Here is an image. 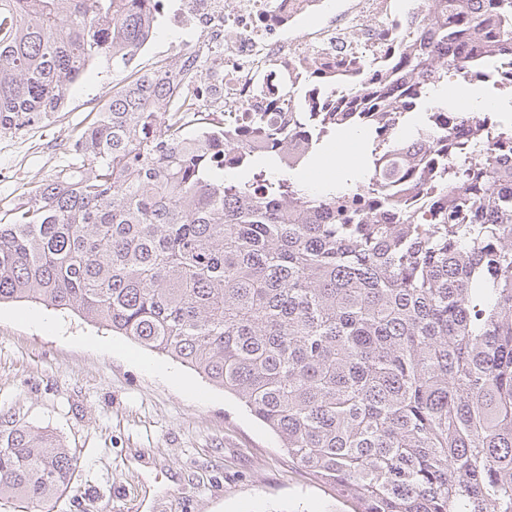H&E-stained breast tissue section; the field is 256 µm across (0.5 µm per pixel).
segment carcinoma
Masks as SVG:
<instances>
[{
    "label": "carcinoma",
    "mask_w": 512,
    "mask_h": 512,
    "mask_svg": "<svg viewBox=\"0 0 512 512\" xmlns=\"http://www.w3.org/2000/svg\"><path fill=\"white\" fill-rule=\"evenodd\" d=\"M496 17L486 28V15ZM418 46L364 88L398 115L313 124L371 141L362 176L314 191L244 161L224 178V119L182 110L148 72L112 85L72 161L0 207V303L34 301L194 369L236 397L354 512H512V122L443 104L482 154L436 173L448 206L386 224L430 91L512 59V0H443ZM149 0H0V134L60 111L101 59L127 67ZM497 122L495 140L482 133ZM78 464L56 435L0 414V499L49 512Z\"/></svg>",
    "instance_id": "1"
}]
</instances>
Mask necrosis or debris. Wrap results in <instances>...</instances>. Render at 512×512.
<instances>
[{"mask_svg":"<svg viewBox=\"0 0 512 512\" xmlns=\"http://www.w3.org/2000/svg\"><path fill=\"white\" fill-rule=\"evenodd\" d=\"M153 10L187 34L173 45L187 72L179 93L191 110L223 113L230 168L243 141L250 153L272 152L282 167L299 169L312 139L296 114L344 107L349 79L380 83L394 74L400 45L414 38L399 0H182L172 11L155 0ZM468 149L462 137L441 142L435 154H414L387 219L398 220L403 207L428 208L439 164Z\"/></svg>","mask_w":512,"mask_h":512,"instance_id":"1","label":"necrosis or debris"}]
</instances>
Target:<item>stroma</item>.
<instances>
[{
    "label": "stroma",
    "instance_id": "1",
    "mask_svg": "<svg viewBox=\"0 0 512 512\" xmlns=\"http://www.w3.org/2000/svg\"><path fill=\"white\" fill-rule=\"evenodd\" d=\"M181 33L159 17L127 71L168 59ZM125 71L102 61L64 109L0 135V199L70 160ZM0 412L54 432L78 465L50 512H354L233 397L179 362L73 313L0 304Z\"/></svg>",
    "mask_w": 512,
    "mask_h": 512
}]
</instances>
